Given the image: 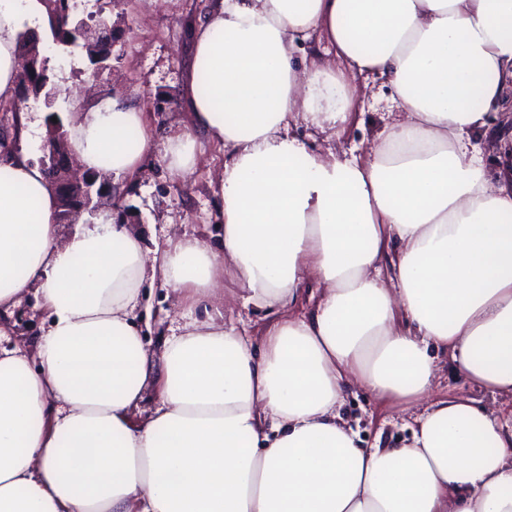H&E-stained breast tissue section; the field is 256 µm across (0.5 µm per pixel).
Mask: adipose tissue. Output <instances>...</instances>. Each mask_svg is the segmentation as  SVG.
Wrapping results in <instances>:
<instances>
[{
  "label": "adipose tissue",
  "instance_id": "obj_1",
  "mask_svg": "<svg viewBox=\"0 0 512 512\" xmlns=\"http://www.w3.org/2000/svg\"><path fill=\"white\" fill-rule=\"evenodd\" d=\"M45 22L41 0H0V99ZM191 53L187 129L156 140L110 94L68 142L118 178L155 153L185 176L199 136L221 144L219 245L151 253L107 213L61 233L44 169L0 156V309L33 287L52 318L0 348V512H512V423L430 397L436 348L512 399V169L485 167L512 149V115L492 112L512 0H215ZM365 80L398 112L359 156L334 142ZM148 279L191 317L158 354L133 322ZM228 297L272 310L259 338L225 324ZM354 385L423 403L411 442L360 447L336 410Z\"/></svg>",
  "mask_w": 512,
  "mask_h": 512
}]
</instances>
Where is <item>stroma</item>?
<instances>
[{"mask_svg": "<svg viewBox=\"0 0 512 512\" xmlns=\"http://www.w3.org/2000/svg\"><path fill=\"white\" fill-rule=\"evenodd\" d=\"M210 2L71 0L76 17L84 18L102 9L112 15V71L95 87V94H122L145 113L157 139L183 130L190 119L182 99L191 61L190 30L206 13ZM40 46L49 59V72L57 88L53 106L32 100L15 115L0 102V148L26 152L36 163L43 156L51 114L69 118L74 92L83 90L88 83L85 54L78 50L66 55L56 53V44L47 30L41 34ZM394 109L390 87L376 84L367 88L338 147L366 145L390 121ZM223 165V146L206 138L201 141L194 173L186 177L171 173L160 155H152L136 179H118L114 198H103L100 207L111 211L118 220L147 226L145 241L150 248L184 230L208 244H219L222 219L218 213L217 181ZM134 315L146 342L155 351L183 322L175 294L158 282L144 283ZM10 319L16 324V333L5 338L8 346L34 345L50 324L47 311L32 290L22 295ZM436 363L435 396L463 395L489 409L498 408L499 399L457 374L446 353L437 352ZM340 413L359 432L364 447L374 448L409 439L416 411L355 387L345 392Z\"/></svg>", "mask_w": 512, "mask_h": 512, "instance_id": "35a3bbf8", "label": "stroma"}]
</instances>
